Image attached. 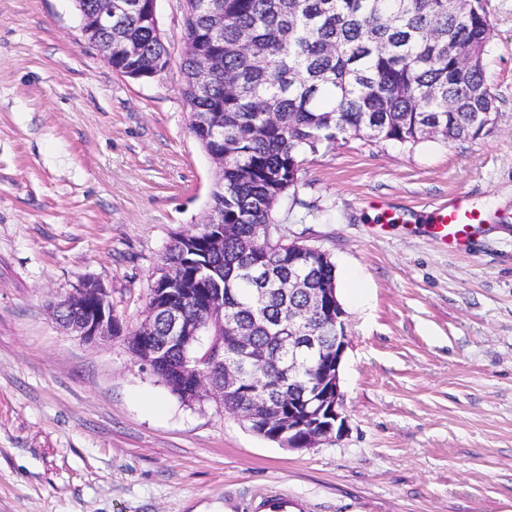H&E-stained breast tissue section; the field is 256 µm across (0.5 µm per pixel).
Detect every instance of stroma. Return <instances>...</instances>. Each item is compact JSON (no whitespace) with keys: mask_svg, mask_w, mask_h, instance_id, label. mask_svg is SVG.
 Segmentation results:
<instances>
[{"mask_svg":"<svg viewBox=\"0 0 512 512\" xmlns=\"http://www.w3.org/2000/svg\"><path fill=\"white\" fill-rule=\"evenodd\" d=\"M484 6L492 127L339 141L276 210L287 240L330 254L350 338L342 439L293 451L53 312L95 281L133 329L173 237L209 208L183 0H156L168 65L147 81L82 42L75 0H0V512H231L266 489L309 512H512V0ZM460 191L493 216L467 250L420 223L374 229Z\"/></svg>","mask_w":512,"mask_h":512,"instance_id":"stroma-1","label":"stroma"}]
</instances>
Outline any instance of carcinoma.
<instances>
[{
	"label": "carcinoma",
	"mask_w": 512,
	"mask_h": 512,
	"mask_svg": "<svg viewBox=\"0 0 512 512\" xmlns=\"http://www.w3.org/2000/svg\"><path fill=\"white\" fill-rule=\"evenodd\" d=\"M139 43L136 63L113 57V69L136 65L155 71L166 66L160 31L142 14L112 22ZM224 34V75L214 79L210 99L196 98V58L217 50L212 31ZM262 49L258 57L239 53L241 32ZM185 38L191 53L183 61V96L192 112L191 130L203 150L224 153L211 193L210 212L224 216L221 247H213V229L169 244L162 265L177 275L169 291L151 290L157 309L155 334L163 337L165 309L181 310L188 320L208 314L215 295H224V317L252 325L254 343L268 352L266 367L243 372L238 390L224 405L247 410L252 397L266 392L269 413L288 416V353L279 349L277 331L288 330L293 312L308 295L288 287L301 277L310 288L336 287V266L329 254L314 255L274 241L244 254L240 243L259 224H275L279 202L296 189L304 156L329 149L348 137L370 142L415 145L427 129L447 141L475 139L484 131V112L493 104L482 62L468 67L470 50L484 56L492 23L482 0L448 9V0H216L208 15L187 0ZM322 303L314 325L325 348L335 339ZM203 332L204 348L191 354L197 369L216 387L223 386L230 351L224 323L214 319ZM182 384L172 393L194 400L192 377L157 373Z\"/></svg>",
	"instance_id": "obj_1"
}]
</instances>
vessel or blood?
<instances>
[{
    "label": "vessel or blood",
    "instance_id": "1",
    "mask_svg": "<svg viewBox=\"0 0 512 512\" xmlns=\"http://www.w3.org/2000/svg\"><path fill=\"white\" fill-rule=\"evenodd\" d=\"M429 233L451 249H463L490 216L483 205L466 192L457 193L448 204L419 214ZM235 512H308L307 504L285 493L255 494L236 505Z\"/></svg>",
    "mask_w": 512,
    "mask_h": 512
}]
</instances>
